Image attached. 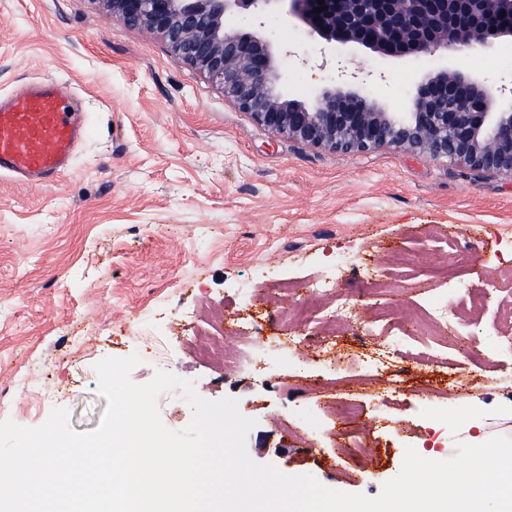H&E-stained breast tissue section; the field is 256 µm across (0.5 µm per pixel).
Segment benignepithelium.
<instances>
[{
	"label": "benign epithelium",
	"instance_id": "benign-epithelium-1",
	"mask_svg": "<svg viewBox=\"0 0 512 512\" xmlns=\"http://www.w3.org/2000/svg\"><path fill=\"white\" fill-rule=\"evenodd\" d=\"M112 16L162 39L224 90L240 110L269 131L332 152L383 146L418 151L472 169L512 175V106L495 111L512 87L494 88L446 71L415 86L410 111L385 112L353 90L373 80L358 67L311 106L278 90V48L235 26L277 13L331 46H360L390 57L470 54L492 45L489 31L512 37V0H102ZM320 22H314V19Z\"/></svg>",
	"mask_w": 512,
	"mask_h": 512
}]
</instances>
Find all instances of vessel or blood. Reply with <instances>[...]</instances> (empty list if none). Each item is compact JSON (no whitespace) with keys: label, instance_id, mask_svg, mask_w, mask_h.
<instances>
[{"label":"vessel or blood","instance_id":"vessel-or-blood-1","mask_svg":"<svg viewBox=\"0 0 512 512\" xmlns=\"http://www.w3.org/2000/svg\"><path fill=\"white\" fill-rule=\"evenodd\" d=\"M63 83H30L0 99V174L52 182L87 133L84 115Z\"/></svg>","mask_w":512,"mask_h":512}]
</instances>
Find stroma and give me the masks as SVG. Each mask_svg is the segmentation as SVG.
Instances as JSON below:
<instances>
[{"label":"stroma","mask_w":512,"mask_h":512,"mask_svg":"<svg viewBox=\"0 0 512 512\" xmlns=\"http://www.w3.org/2000/svg\"><path fill=\"white\" fill-rule=\"evenodd\" d=\"M261 33L291 49L288 98L314 103L336 80L304 25L269 18ZM486 55L491 65L336 49L383 74L359 92L387 112L408 111L429 73L512 83V39ZM28 81L70 83L88 131L57 180L0 178V388L13 389L15 423L40 426L62 407L70 429L95 430L107 408L96 363L135 354L134 383L163 370L204 399H237L256 421L255 462L335 490L378 496L409 447L452 458L468 421L512 438V346L489 341L512 303L495 290L512 271V175L273 134L102 0H0V96ZM470 289L485 292L482 308ZM436 297L458 310L436 339L445 364L407 352L374 365L408 310ZM340 299L350 312L325 335ZM306 300L315 317L284 320ZM249 343L256 368L225 363ZM387 396L394 411L379 407ZM329 401L358 414L336 421Z\"/></svg>","instance_id":"obj_1"}]
</instances>
